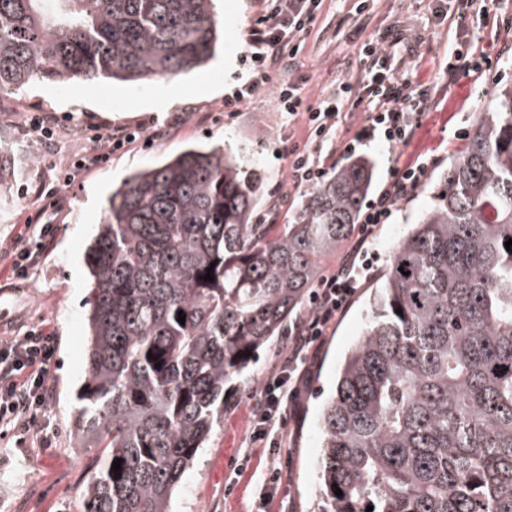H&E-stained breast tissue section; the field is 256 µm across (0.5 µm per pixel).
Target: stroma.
<instances>
[{
  "label": "stroma",
  "mask_w": 512,
  "mask_h": 512,
  "mask_svg": "<svg viewBox=\"0 0 512 512\" xmlns=\"http://www.w3.org/2000/svg\"><path fill=\"white\" fill-rule=\"evenodd\" d=\"M440 0H368L364 15L350 14L348 0H324L317 10L292 73L274 72L239 111L224 109V96L248 77L241 62L249 31L259 13L257 0H218L216 12L224 28V45L210 62L172 79L138 85L71 82L36 84L19 95H0V158L10 168L0 196V339L43 328L55 338L51 367L52 399L47 411L57 433L41 442L36 432L20 427L0 436V512H78L79 490L88 477L93 449L79 447L73 436L77 392L84 376L87 271L83 256L101 220L112 189L134 170L149 167L192 143H220L243 166L263 177L257 214L280 202L278 223L296 219L305 189H294L289 176L292 143L305 142L303 128L288 127L275 102L278 86L294 81L304 86L305 102L316 105L322 94L364 69L358 41L373 38L394 22H402L410 43L393 65L413 83L434 80L445 63H455L452 44L463 34L489 58L482 74L457 66L448 84L436 92L437 109L422 120L413 140L395 151L381 143L365 150L383 180L392 161L407 162L420 154L447 167L466 145L481 114L492 107L501 85L512 83V49L496 40L493 20L512 21V0H484L446 17ZM169 103L155 104L159 90ZM41 116L53 135L45 139L29 129ZM147 124L150 143H136L80 170L67 184L56 181L61 168L84 155L93 134L118 126ZM433 181L401 202L392 223L376 233V275L365 282L334 330L326 336L300 395L298 417L288 419L282 452L281 485L267 501L259 495L267 469V453L248 448L244 440L252 423L250 393L281 355L284 337L259 349L248 371L224 387V424L210 436L188 468L173 501V512H319L320 455L318 415L336 368L348 346L361 336L370 294L389 266L394 247L408 226L432 204ZM56 190L61 206L36 197V190ZM28 224H50L53 238L28 276L12 272L16 236Z\"/></svg>",
  "instance_id": "obj_1"
}]
</instances>
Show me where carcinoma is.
Wrapping results in <instances>:
<instances>
[{"label":"carcinoma","instance_id":"1","mask_svg":"<svg viewBox=\"0 0 512 512\" xmlns=\"http://www.w3.org/2000/svg\"><path fill=\"white\" fill-rule=\"evenodd\" d=\"M219 40L214 0H0V94L175 76ZM372 175L366 157L343 165L274 236L253 223L260 174L220 145H190L112 191L84 256L73 432L96 454L81 512H172L224 422V385L354 234ZM437 189L322 405L321 512H512V84Z\"/></svg>","mask_w":512,"mask_h":512}]
</instances>
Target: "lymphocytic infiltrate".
Wrapping results in <instances>:
<instances>
[{"label":"lymphocytic infiltrate","instance_id":"obj_1","mask_svg":"<svg viewBox=\"0 0 512 512\" xmlns=\"http://www.w3.org/2000/svg\"><path fill=\"white\" fill-rule=\"evenodd\" d=\"M261 2V13L241 56L249 77L226 96L224 104L228 107H238L250 99L267 83L272 71L300 67L303 36L316 9L323 4V0ZM404 40L403 30L395 25L384 37L362 43L363 73L340 81L334 93L324 96L317 106H304L299 84L288 82L278 87L280 111L289 124H303L307 132L304 146L291 151L289 175L294 186L321 185L330 173L331 159L359 155L371 143L394 149L412 140L433 100L429 89L413 86L391 64V48ZM357 115L362 116L363 124L353 133L347 120ZM435 164V158L428 156L408 164H390L384 183L360 215L358 240L314 289L308 311L295 324L284 356L254 390L253 425L245 443L250 448L262 446L268 450L264 496H271L281 480L285 414L295 403L308 362L374 270L377 255L371 251L370 241L376 229L391 223L399 203L418 192ZM54 352L52 334L42 330L0 340V424L36 425L44 443L56 433L45 415Z\"/></svg>","mask_w":512,"mask_h":512}]
</instances>
